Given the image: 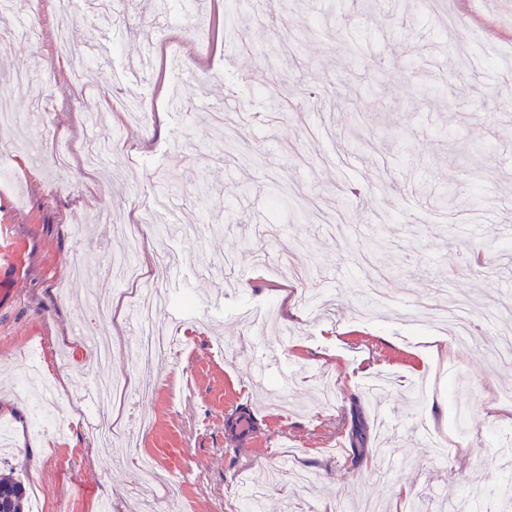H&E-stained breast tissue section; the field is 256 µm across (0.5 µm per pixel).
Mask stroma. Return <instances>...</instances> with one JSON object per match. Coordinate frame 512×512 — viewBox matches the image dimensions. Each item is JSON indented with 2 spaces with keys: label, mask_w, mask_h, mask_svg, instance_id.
<instances>
[{
  "label": "stroma",
  "mask_w": 512,
  "mask_h": 512,
  "mask_svg": "<svg viewBox=\"0 0 512 512\" xmlns=\"http://www.w3.org/2000/svg\"><path fill=\"white\" fill-rule=\"evenodd\" d=\"M256 0H112V18L77 14L72 41L98 38L109 58L84 55L95 97L80 102L74 59L58 53L56 12L43 0L37 46L16 44L6 73L18 124L0 135L13 161L0 177V250L26 246L14 301L0 307V470L25 479L44 512H134L177 481V512H242L243 482L281 461L314 473L310 485L266 488L264 512H335L386 501L388 512H499L491 494L512 457V420L492 406L512 395V361L479 350L434 349L440 331L418 302L472 305L481 345L512 332L500 307L512 283V112L497 63L512 61V0H409L370 11L360 0H288L275 22ZM245 51L224 48L225 35ZM155 99L135 121L105 99ZM94 112L96 124L77 122ZM112 136L127 148L108 177L79 160L57 167V140ZM181 212L168 234L137 253L155 272L168 311L181 291L218 299L187 347L131 366L123 316L99 380L132 374L154 399L114 413L135 425L155 475L139 479L131 454L89 445V404L74 382L98 327L86 302L114 287L99 273L73 280L86 259L126 253L120 225L147 216L168 225L169 190ZM454 193L456 206L435 208ZM485 274H471L470 258ZM44 348L41 379L58 426L36 432L19 387L24 357ZM388 380L380 404L369 381ZM250 408L257 443L232 440L227 408ZM342 435L345 458L327 442ZM462 446L464 470L437 456L434 438ZM435 473L432 483L420 466ZM408 486L411 498L397 497Z\"/></svg>",
  "instance_id": "1"
}]
</instances>
